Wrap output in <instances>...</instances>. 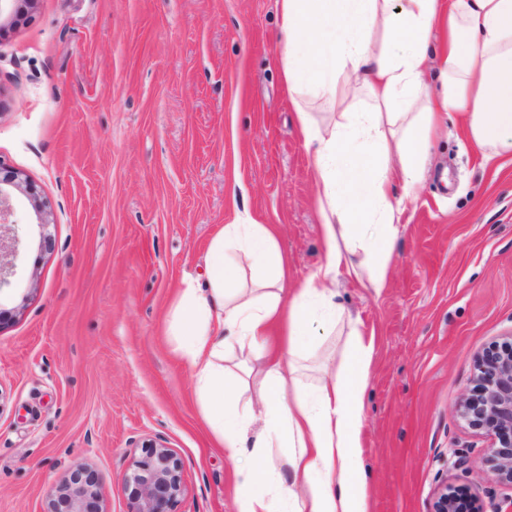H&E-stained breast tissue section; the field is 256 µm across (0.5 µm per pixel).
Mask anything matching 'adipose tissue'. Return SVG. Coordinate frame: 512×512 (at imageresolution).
I'll use <instances>...</instances> for the list:
<instances>
[{
    "label": "adipose tissue",
    "instance_id": "obj_1",
    "mask_svg": "<svg viewBox=\"0 0 512 512\" xmlns=\"http://www.w3.org/2000/svg\"><path fill=\"white\" fill-rule=\"evenodd\" d=\"M278 44L313 157L325 262L286 289L276 226L224 225L205 287L182 288L168 334L193 369L211 434L237 463L235 512H369L362 436L374 340L351 328L342 371L310 383L303 363L343 320L326 287L339 271L387 287L401 214L393 187L422 180L436 122L457 115L485 159L512 154V0H280ZM359 91L369 111L336 122L315 110ZM228 349L239 353L232 369Z\"/></svg>",
    "mask_w": 512,
    "mask_h": 512
}]
</instances>
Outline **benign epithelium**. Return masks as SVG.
<instances>
[{
    "label": "benign epithelium",
    "instance_id": "obj_1",
    "mask_svg": "<svg viewBox=\"0 0 512 512\" xmlns=\"http://www.w3.org/2000/svg\"><path fill=\"white\" fill-rule=\"evenodd\" d=\"M21 185L16 172L0 177V289L10 285V278L16 275L24 248L20 224L12 220L10 192ZM474 370L480 390L473 397H461L455 410L468 425L488 431L495 478L512 485V342L496 345L490 356H479ZM126 483L131 487L128 512H170L169 506L183 492L181 461L171 449L152 444L145 456L134 462ZM96 498L93 474L79 465L69 478L49 489L46 512H99ZM460 500L458 491L445 482L434 492L431 512H484L478 503L468 500L461 509Z\"/></svg>",
    "mask_w": 512,
    "mask_h": 512
}]
</instances>
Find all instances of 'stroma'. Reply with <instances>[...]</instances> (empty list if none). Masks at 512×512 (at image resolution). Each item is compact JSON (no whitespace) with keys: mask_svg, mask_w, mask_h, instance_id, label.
<instances>
[{"mask_svg":"<svg viewBox=\"0 0 512 512\" xmlns=\"http://www.w3.org/2000/svg\"><path fill=\"white\" fill-rule=\"evenodd\" d=\"M279 21V0H34L0 28V167L29 184L13 193L21 268L0 290V512H45L79 464L102 512H128L150 443L182 463L174 512H235L234 464L167 328L221 225H276L289 287L324 262ZM333 288L375 343L370 512H431L445 480L512 512L485 431L455 411L476 355L512 335V157L484 160L458 122L437 124L388 288L344 273Z\"/></svg>","mask_w":512,"mask_h":512,"instance_id":"stroma-1","label":"stroma"}]
</instances>
